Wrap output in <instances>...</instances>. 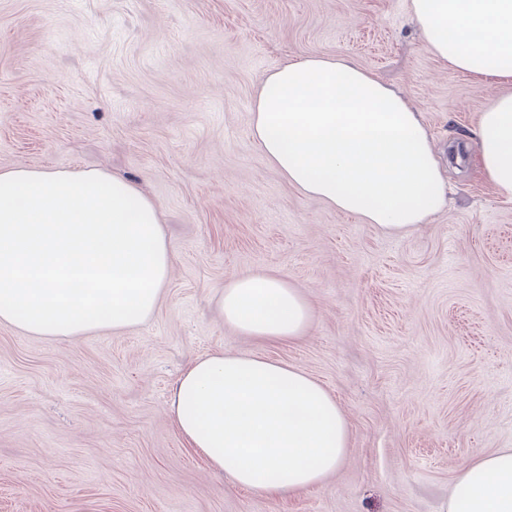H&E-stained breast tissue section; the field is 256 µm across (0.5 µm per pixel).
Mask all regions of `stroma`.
Here are the masks:
<instances>
[{
  "label": "stroma",
  "mask_w": 512,
  "mask_h": 512,
  "mask_svg": "<svg viewBox=\"0 0 512 512\" xmlns=\"http://www.w3.org/2000/svg\"><path fill=\"white\" fill-rule=\"evenodd\" d=\"M345 57L418 112L448 205L388 234L304 194L252 136L260 82ZM426 50L410 0H0V169H96L160 208L171 275L120 331L0 324V512H440L460 466L512 448V201L470 134L501 94ZM313 308L301 336L226 325L233 276ZM218 352L298 367L351 429L301 491L236 486L189 448L172 388Z\"/></svg>",
  "instance_id": "stroma-1"
}]
</instances>
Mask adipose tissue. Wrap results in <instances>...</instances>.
Listing matches in <instances>:
<instances>
[{
  "label": "adipose tissue",
  "mask_w": 512,
  "mask_h": 512,
  "mask_svg": "<svg viewBox=\"0 0 512 512\" xmlns=\"http://www.w3.org/2000/svg\"><path fill=\"white\" fill-rule=\"evenodd\" d=\"M425 48L507 86L474 131L482 176L512 200V0H411ZM264 156L306 195L399 234L446 205L418 112L347 58L311 57L268 75L255 102ZM159 208L133 181L95 169L0 170V324L39 336L119 331L148 318L169 279ZM226 324L258 341L300 336L310 302L281 277L225 285ZM170 412L189 447L243 487L274 495L341 464L349 425L301 369L217 353L176 382ZM441 512H512V448L467 461Z\"/></svg>",
  "instance_id": "ef3b65f1"
}]
</instances>
